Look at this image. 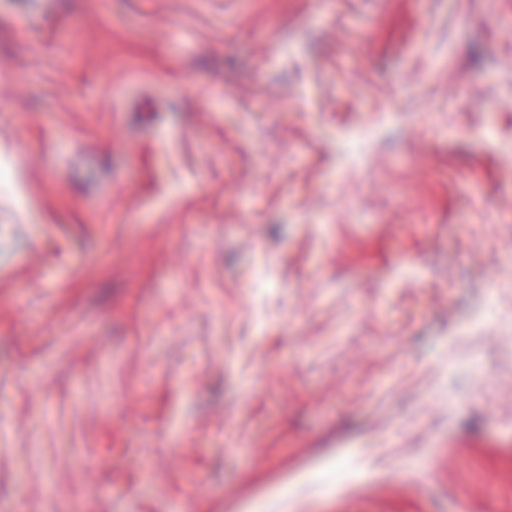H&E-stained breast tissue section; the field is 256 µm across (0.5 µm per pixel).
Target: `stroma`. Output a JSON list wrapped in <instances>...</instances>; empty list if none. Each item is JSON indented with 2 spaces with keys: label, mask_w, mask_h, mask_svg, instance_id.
I'll list each match as a JSON object with an SVG mask.
<instances>
[{
  "label": "stroma",
  "mask_w": 512,
  "mask_h": 512,
  "mask_svg": "<svg viewBox=\"0 0 512 512\" xmlns=\"http://www.w3.org/2000/svg\"><path fill=\"white\" fill-rule=\"evenodd\" d=\"M0 512H512V0H0Z\"/></svg>",
  "instance_id": "1"
}]
</instances>
